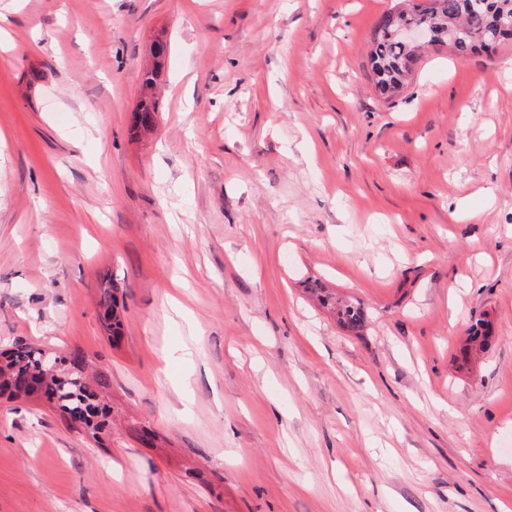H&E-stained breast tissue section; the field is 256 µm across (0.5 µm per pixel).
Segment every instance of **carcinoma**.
Instances as JSON below:
<instances>
[{
    "instance_id": "1",
    "label": "carcinoma",
    "mask_w": 512,
    "mask_h": 512,
    "mask_svg": "<svg viewBox=\"0 0 512 512\" xmlns=\"http://www.w3.org/2000/svg\"><path fill=\"white\" fill-rule=\"evenodd\" d=\"M404 6L385 13L372 33L369 61L379 94L386 98L397 95L413 73L419 49L401 40L398 29L407 25H425L437 35V44L459 58H466L478 51L496 50L497 29L502 24H512V0H429L417 3L403 0ZM156 105L143 103L134 114L135 124L149 128L155 124ZM324 306L334 310L337 321L349 332L359 333L365 325L366 313L361 305L338 301L324 288H315ZM99 306L105 324L116 338L122 332L119 304L115 294L103 292ZM467 338L460 349L461 359L468 361L470 350L483 348L492 338V325L478 319L470 324ZM44 350L19 345L7 352H0V395L9 397L57 398L62 415L81 422L82 426L98 438L108 427L112 407L103 401L101 393L108 388L107 377L99 372L85 375L88 360L80 352L63 356L61 366L54 373L45 371Z\"/></svg>"
}]
</instances>
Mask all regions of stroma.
Segmentation results:
<instances>
[{"instance_id": "obj_1", "label": "stroma", "mask_w": 512, "mask_h": 512, "mask_svg": "<svg viewBox=\"0 0 512 512\" xmlns=\"http://www.w3.org/2000/svg\"><path fill=\"white\" fill-rule=\"evenodd\" d=\"M395 4L0 0V350H82L114 417L0 397V512H512V44L382 99ZM320 293L319 300L324 306H330L334 310L337 321L342 328L349 332L358 334L365 325L366 313L360 304L349 301H338L336 296L328 292L325 288H312ZM99 306L102 310V316L105 318V324L112 333V338L121 336L123 324L114 288L112 289V294L106 290L103 292L100 297ZM467 338L460 349L461 359L467 362L470 356V350L478 347L479 349L488 345L492 338V325L488 320L478 319L471 323L466 331Z\"/></svg>"}]
</instances>
